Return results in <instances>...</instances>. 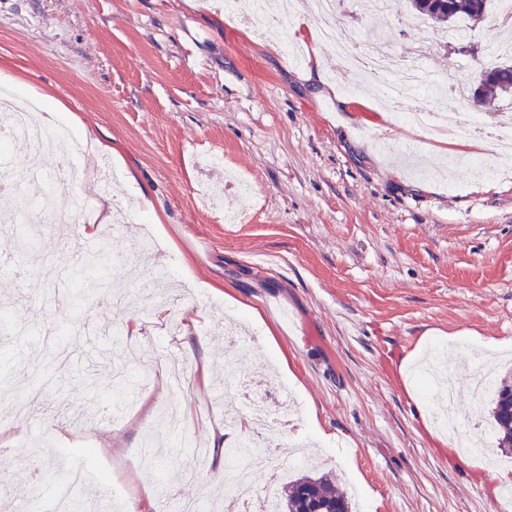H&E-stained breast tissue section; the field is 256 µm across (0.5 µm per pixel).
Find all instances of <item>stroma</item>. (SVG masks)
<instances>
[{"mask_svg": "<svg viewBox=\"0 0 512 512\" xmlns=\"http://www.w3.org/2000/svg\"><path fill=\"white\" fill-rule=\"evenodd\" d=\"M309 0H291L281 22L250 23L251 0L235 14L223 0H0V74L62 103L64 122L80 117L112 153L85 168L95 192L77 185L40 195L42 215L101 198L127 212L99 226L123 264L86 292L125 301L121 314L90 303L70 307L74 266L48 223L38 225L27 264L24 224L0 223V261H24L0 274V384L25 378V420L0 406V512H52L43 473L81 471L92 496L103 466L125 490L95 512H173L175 501L208 484L224 494L229 477L221 436L228 411L225 376H245L285 418L268 441L284 460L304 457L293 476L322 461L349 490L350 471L365 512H512V458L461 463L436 434L437 402L408 392L404 358L423 352L440 377L462 363L491 365L490 345L512 341V180L470 179L448 187V156H484L479 145L411 140L377 92L350 95L355 75L301 24ZM390 56L402 63L418 36L403 0H391ZM421 64L435 79L475 84L499 39L494 15L450 40L433 27ZM304 49L302 61L284 42ZM322 82L302 75L313 62ZM410 106L441 126L477 111L495 124L506 103L473 105L419 93ZM233 169L254 182L237 194ZM242 211L228 224L210 207ZM164 215L154 223V215ZM253 337L224 343V324ZM314 323L321 343L299 325ZM142 344L132 384L113 397L112 349ZM207 379H200V372ZM112 418L102 423V409ZM492 399L462 398L469 436L493 423Z\"/></svg>", "mask_w": 512, "mask_h": 512, "instance_id": "1", "label": "stroma"}]
</instances>
